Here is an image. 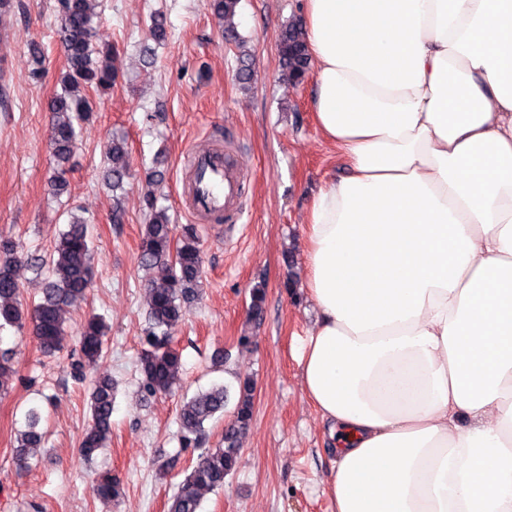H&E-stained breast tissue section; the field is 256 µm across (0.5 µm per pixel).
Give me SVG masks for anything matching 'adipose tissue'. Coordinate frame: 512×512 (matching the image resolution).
Returning <instances> with one entry per match:
<instances>
[{
  "label": "adipose tissue",
  "mask_w": 512,
  "mask_h": 512,
  "mask_svg": "<svg viewBox=\"0 0 512 512\" xmlns=\"http://www.w3.org/2000/svg\"><path fill=\"white\" fill-rule=\"evenodd\" d=\"M319 318L299 364L335 512H512V0H303Z\"/></svg>",
  "instance_id": "adipose-tissue-1"
}]
</instances>
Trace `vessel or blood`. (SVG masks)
I'll return each instance as SVG.
<instances>
[{"label":"vessel or blood","mask_w":512,"mask_h":512,"mask_svg":"<svg viewBox=\"0 0 512 512\" xmlns=\"http://www.w3.org/2000/svg\"><path fill=\"white\" fill-rule=\"evenodd\" d=\"M191 174L184 201L194 218H218L226 227L240 224L245 209V186L236 155L212 145L188 151Z\"/></svg>","instance_id":"vessel-or-blood-1"}]
</instances>
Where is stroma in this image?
<instances>
[{
  "label": "stroma",
  "instance_id": "obj_1",
  "mask_svg": "<svg viewBox=\"0 0 512 512\" xmlns=\"http://www.w3.org/2000/svg\"><path fill=\"white\" fill-rule=\"evenodd\" d=\"M55 0H14L0 12V234L28 252L50 250L65 227L64 212L81 208L94 249V287L73 310L63 350L41 356L29 337L8 328L0 346L14 349L20 373L0 397V512H164L198 451L181 447L177 414L183 398L215 384L255 385L253 416L236 471L203 512H334L325 486L335 456L303 391L297 364L301 341L317 320L303 288L304 222L322 182L340 172L336 150L319 134L312 107L314 79L279 80L278 36L297 21L301 0H241L237 29L246 50L225 40L202 0H100V33L120 50L122 77L84 125L68 173L53 198L47 102L63 57L54 35ZM160 12L169 38L152 45L149 17ZM45 48V73L30 76L28 46ZM254 77L235 79L241 62ZM234 130L250 185L245 223L225 232L201 224L204 276L199 297L175 332L183 383L169 395L146 396L137 366L143 346L147 274L139 266L143 195L155 169L166 179L157 192L172 222L190 221L180 201L186 151L198 136ZM128 146L133 178L122 199L123 223L112 221V192L100 181L112 137ZM264 291V315L250 320L252 288ZM110 327L97 370L116 386L112 439L89 463L78 454L89 420L88 385L74 380L70 354L89 314ZM249 336L240 346V336ZM227 354L215 369L217 354ZM39 408L48 443L30 470H16L12 450L29 408ZM177 458L168 474L158 462ZM124 479V495L102 504L91 492L97 473Z\"/></svg>",
  "mask_w": 512,
  "mask_h": 512
}]
</instances>
